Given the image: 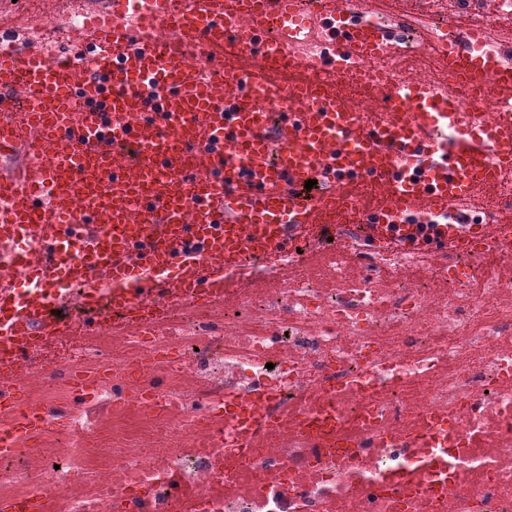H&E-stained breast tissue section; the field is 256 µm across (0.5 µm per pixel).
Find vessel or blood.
<instances>
[{
    "label": "vessel or blood",
    "instance_id": "obj_1",
    "mask_svg": "<svg viewBox=\"0 0 512 512\" xmlns=\"http://www.w3.org/2000/svg\"><path fill=\"white\" fill-rule=\"evenodd\" d=\"M342 0H316L312 19L327 52L281 84L258 56L294 54L305 39L293 21L298 0H153L148 27L116 15L93 37L78 34L93 66L17 44L0 33V457L48 425L27 404L15 369L35 346L61 335L56 319L67 286L83 290L86 332L102 303L135 317L143 301L217 302L248 275L243 251L277 259L292 229L362 224L372 246L425 218L437 243L512 244V212L496 231L449 212L512 172V153L489 158L476 116L427 83L384 82L383 117L363 112L318 72L341 74L379 50L394 49L398 28L368 21ZM239 66L224 70V52ZM478 66L464 44L439 60L472 86L512 100V59ZM295 100V112L273 107ZM321 197L305 201L306 181ZM371 183L383 203L367 208L338 185ZM238 447L272 427L252 398H235ZM0 512H44L43 497L1 499Z\"/></svg>",
    "mask_w": 512,
    "mask_h": 512
}]
</instances>
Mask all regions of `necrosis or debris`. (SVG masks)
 Segmentation results:
<instances>
[{
	"mask_svg": "<svg viewBox=\"0 0 512 512\" xmlns=\"http://www.w3.org/2000/svg\"><path fill=\"white\" fill-rule=\"evenodd\" d=\"M475 55L492 54L512 0H467ZM75 0L28 27L26 40L84 26ZM381 51L345 85L364 104L382 78H405L428 54ZM452 95L485 123L512 102L458 82ZM430 237L376 250L357 242L327 280L303 270L287 287L206 304L202 320L170 314L150 333L112 339L115 363L148 360L174 377L156 399L113 394V418L155 413L157 436L129 433L110 468L85 445L56 448L52 512H512V264L497 251L439 261ZM258 391L274 427L235 447L222 407Z\"/></svg>",
	"mask_w": 512,
	"mask_h": 512,
	"instance_id": "4bbe7bcc",
	"label": "necrosis or debris"
}]
</instances>
